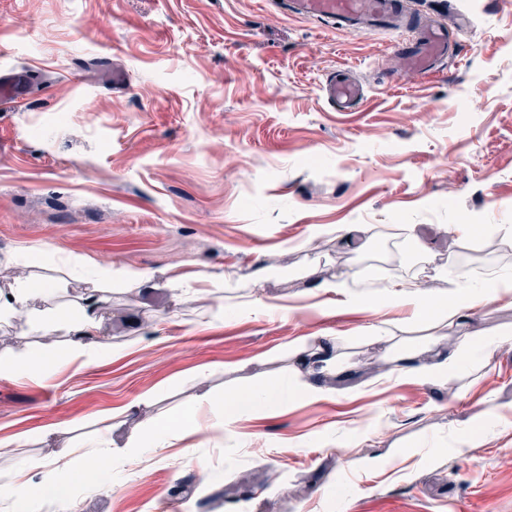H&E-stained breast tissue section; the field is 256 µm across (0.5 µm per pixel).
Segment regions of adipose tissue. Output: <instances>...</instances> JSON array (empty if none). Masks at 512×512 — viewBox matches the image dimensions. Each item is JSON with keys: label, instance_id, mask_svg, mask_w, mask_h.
<instances>
[{"label": "adipose tissue", "instance_id": "adipose-tissue-1", "mask_svg": "<svg viewBox=\"0 0 512 512\" xmlns=\"http://www.w3.org/2000/svg\"><path fill=\"white\" fill-rule=\"evenodd\" d=\"M448 284L460 294V302H448L438 306L428 304L422 297L420 285L414 281L384 282V305L388 308L409 310L413 316L434 314L439 327L454 325L463 311L478 307L488 301L512 295V274L491 272L482 280H473L468 269L455 267ZM33 327L43 335L50 336L59 330L71 334L67 356L70 360L90 363L102 355L111 353L110 341L96 337L98 323L93 309L71 314L48 313L38 316ZM512 343V332L499 334L489 339L462 336L455 351L447 357L424 366H415L406 352H397L395 370L398 375H407L422 380L433 379L459 369L465 362H488L493 350L503 344ZM59 363L58 355L51 350L31 348L27 351L0 357V373L23 378L33 374L52 371ZM282 391L259 389L247 395L234 392L225 394L221 401L211 403L210 410L217 426L231 428L236 418L280 403ZM201 425L197 415L179 426H170L163 418H148L144 431L137 441L143 449L170 448L185 435L199 432ZM108 434H101L81 447L72 449L67 455L49 459L47 466L51 477L47 483L36 484L27 477L26 469H19L13 479L0 484V499L13 502L18 512H25L27 503L37 497L53 498L60 512H73L69 490L82 485L95 491H107L112 487V456L107 450Z\"/></svg>", "mask_w": 512, "mask_h": 512}]
</instances>
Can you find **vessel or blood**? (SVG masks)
<instances>
[{
    "label": "vessel or blood",
    "instance_id": "1",
    "mask_svg": "<svg viewBox=\"0 0 512 512\" xmlns=\"http://www.w3.org/2000/svg\"><path fill=\"white\" fill-rule=\"evenodd\" d=\"M291 15L314 17L348 27H358L398 12L396 0H288ZM447 33L439 29L414 31L404 51L408 65L417 72L430 71L448 54ZM327 99L340 111L348 112L364 100L362 88L350 79L331 77L326 84Z\"/></svg>",
    "mask_w": 512,
    "mask_h": 512
}]
</instances>
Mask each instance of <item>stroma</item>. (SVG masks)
<instances>
[{
  "instance_id": "obj_1",
  "label": "stroma",
  "mask_w": 512,
  "mask_h": 512,
  "mask_svg": "<svg viewBox=\"0 0 512 512\" xmlns=\"http://www.w3.org/2000/svg\"><path fill=\"white\" fill-rule=\"evenodd\" d=\"M457 46L431 74L396 55L395 27L366 32L288 15L282 0H0V290L54 283L33 309L96 300L112 354L0 376V482L91 438L111 418L112 489L74 487L76 512H512V345L437 381L393 377L377 326L405 311L345 307V272L475 278L512 271V0H402ZM125 76L112 83L113 71ZM342 72L365 101L337 112ZM486 225L469 248L459 224ZM359 224L352 242L338 227ZM393 224L415 227L396 244ZM142 272L136 286L100 271ZM512 331V296L467 311ZM348 355L315 374L300 350ZM41 336L0 322V356ZM316 385L171 448L136 451L141 414L201 397ZM57 431L49 438L47 426Z\"/></svg>"
}]
</instances>
